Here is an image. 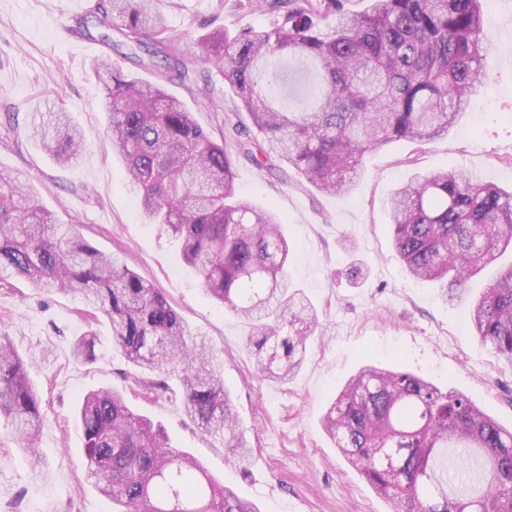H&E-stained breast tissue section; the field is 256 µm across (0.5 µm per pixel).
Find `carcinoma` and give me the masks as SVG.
Here are the masks:
<instances>
[{
	"label": "carcinoma",
	"mask_w": 512,
	"mask_h": 512,
	"mask_svg": "<svg viewBox=\"0 0 512 512\" xmlns=\"http://www.w3.org/2000/svg\"><path fill=\"white\" fill-rule=\"evenodd\" d=\"M482 0H262L270 26L201 39L200 60L219 72L259 135L237 130L235 151L216 142L164 83L191 61L153 0H98L95 14L125 47L121 56L155 72L128 77L107 57L92 71L109 112L106 139L125 161L148 223L180 242L204 293L242 320L256 366L280 381L301 364L319 323L299 310L288 281L290 245L272 210L236 198L233 154L276 164L322 193L350 192L364 155L398 141L426 145L448 134L481 79ZM310 67L316 91L293 103L265 84L284 60ZM56 162L69 163L81 132L63 113L34 127ZM387 207L394 248L408 273L441 282L442 299L512 249V191L456 171L416 172ZM20 278L47 293L80 297L105 318L113 343L143 376L148 397L182 395L184 414L224 445L240 467L251 452L224 387L223 363L158 288L119 257L87 243L40 205L24 174L0 170V281ZM471 322L502 370L512 369V263L472 306ZM73 356L96 360L94 334ZM28 361L0 336V447L36 454L42 415ZM86 478L112 512H260L211 476L165 429L131 408L119 390H91L78 410ZM336 447L398 512H512V430L463 394L413 373L365 366L328 409Z\"/></svg>",
	"instance_id": "carcinoma-1"
}]
</instances>
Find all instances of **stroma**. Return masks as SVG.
<instances>
[{"mask_svg":"<svg viewBox=\"0 0 512 512\" xmlns=\"http://www.w3.org/2000/svg\"><path fill=\"white\" fill-rule=\"evenodd\" d=\"M93 3L0 0V168L25 172L60 223L77 221L84 238L118 255L223 349L224 385L253 452L246 466H228L222 443L202 437L180 402L141 397L135 371L113 348L110 330L87 325L77 312L78 298L19 280L0 282V334L32 358L29 374L43 416L36 456L0 448V512H109L85 480L82 429L74 415L83 394L99 387L127 389L133 406L163 424L172 447L192 454L261 512H393V503L340 456L322 426L329 402L362 365H399L467 395L511 428L512 371H499L469 319V300L494 279L495 267L467 283L466 301L445 304L439 283L411 277L394 251L386 202L415 171L461 170L512 189V0H483L489 51L482 81L448 136L423 147L395 142L367 154L350 194L325 196L292 170L264 172L237 157L239 198L272 208L284 220L292 253L288 277L319 318L300 367L285 384L256 373L245 328L207 297L177 243L145 221L124 163L105 139L103 87L92 64L109 48L59 35ZM217 3L159 0L158 7L197 59L186 80L166 89L220 142L232 124H249L250 117L236 112L223 78L199 62L198 39L213 19L235 31L264 28L272 16L250 0L221 11ZM58 110L68 113L84 139L82 152L66 166L30 135L31 126ZM89 332L99 340L93 364L72 354L74 341Z\"/></svg>","mask_w":512,"mask_h":512,"instance_id":"stroma-1","label":"stroma"}]
</instances>
